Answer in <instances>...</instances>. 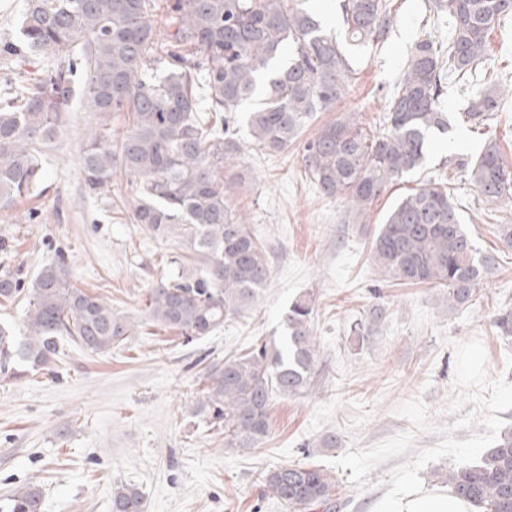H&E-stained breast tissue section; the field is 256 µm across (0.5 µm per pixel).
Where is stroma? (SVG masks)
<instances>
[{
    "instance_id": "35a3bbf8",
    "label": "stroma",
    "mask_w": 512,
    "mask_h": 512,
    "mask_svg": "<svg viewBox=\"0 0 512 512\" xmlns=\"http://www.w3.org/2000/svg\"><path fill=\"white\" fill-rule=\"evenodd\" d=\"M392 27L385 43L360 53L358 82L335 111L320 112L312 136L343 112L372 123L385 108L384 90L427 14L426 0H390ZM488 73L512 85V17L490 39ZM467 102L457 84L443 96L448 131L429 140L425 161L394 182L371 205L364 223L347 221V207L318 194L307 182L300 144L275 158L253 146L240 129L244 152L234 163L245 184L231 196L270 253L272 276L244 316L202 339L148 324L112 353L97 355L71 341L47 373L0 379V504L30 482L43 488L41 512H111L114 484H134L144 512H286L268 497L263 469L297 462L325 465L351 446L368 447L410 430L398 405L422 397L435 423L453 424L451 342L480 338L489 377L512 371V337L495 325L512 310V249L495 231L512 224V201L485 200L452 157H472L497 138L512 165V95L488 126L461 120ZM96 122L76 102L58 148L44 163V194L0 210V275L30 283L56 251L66 252L72 282L132 316L146 312L149 289L167 273L171 246L132 221L124 181L109 197L87 195L79 167L86 129ZM446 184L477 247L497 260L473 302L448 306L431 284L384 280L370 250L385 213L400 196L428 182ZM317 294L312 330L318 351L310 384L298 396L273 400L270 433L258 448H226L224 435L195 412L205 383V362L283 334V314L299 294ZM375 306L387 317L363 343L350 341L351 325ZM336 435L339 444L322 447ZM394 457L373 470L369 489L357 491L349 470L333 469L343 505L337 512H373L387 491L383 481Z\"/></svg>"
}]
</instances>
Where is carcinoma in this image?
<instances>
[{"label":"carcinoma","instance_id":"cac0c4a2","mask_svg":"<svg viewBox=\"0 0 512 512\" xmlns=\"http://www.w3.org/2000/svg\"><path fill=\"white\" fill-rule=\"evenodd\" d=\"M428 7L438 19L448 16L451 33L435 36L426 19L401 79L386 91L378 128L347 112L302 144L310 182L346 201L354 223L422 165L433 132L448 131L441 95L449 78L474 79L465 112L474 126L488 125L507 91L478 76L488 36L512 16V0H431ZM341 14L342 42L304 0H24L18 35L0 39V209L44 193V157L57 148L75 99H84L100 119L79 154L86 192L98 196L125 179L134 223L180 250L150 289L148 319L188 340L209 335L254 304L271 272L264 244L228 204L242 180L224 174L242 152L241 121L260 150H286L314 113L346 97L357 75L354 51L385 41L392 26L389 0H343ZM243 104L250 108L242 119ZM123 113L127 124L114 137L101 121ZM455 166L486 200L512 197V168L496 138ZM371 253L388 281L446 289L450 309L468 305L496 265L476 247L448 187L437 183L394 202ZM70 278L62 252L26 289L12 275L0 277V303H25V331L0 324V375H20L17 364L47 369L64 338L107 354L134 335L130 317ZM314 306L309 293L295 298L279 340L206 367L198 412L224 429V447H258L269 434L274 397L307 389ZM385 316L370 309L354 324L355 338ZM260 478L289 512L335 506L339 485L318 465H280ZM446 483L477 512H512V426L478 461L448 469ZM42 496L29 483L7 499L5 512H40ZM111 512H143L141 491L112 486Z\"/></svg>","mask_w":512,"mask_h":512}]
</instances>
